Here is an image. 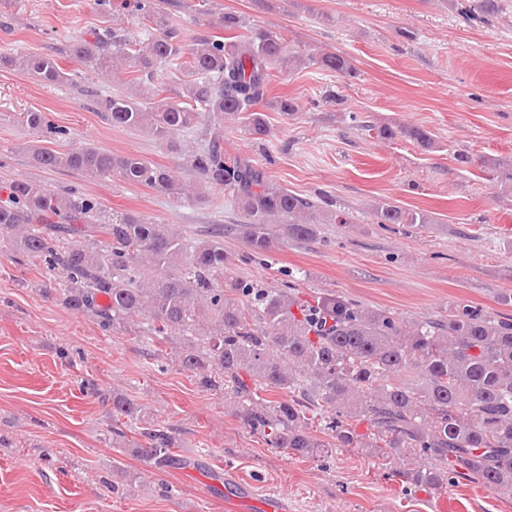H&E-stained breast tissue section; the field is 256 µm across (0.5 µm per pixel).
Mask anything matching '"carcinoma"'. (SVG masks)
<instances>
[{"instance_id":"carcinoma-1","label":"carcinoma","mask_w":512,"mask_h":512,"mask_svg":"<svg viewBox=\"0 0 512 512\" xmlns=\"http://www.w3.org/2000/svg\"><path fill=\"white\" fill-rule=\"evenodd\" d=\"M456 2L469 20L506 10L504 0ZM118 6L143 19L142 30L121 35L105 29L70 42L66 54L79 68L22 52L0 56V66L42 86L79 87L112 125L141 129L171 145L177 133L205 123V145L187 152L186 166L202 187L222 189L242 204L246 221L239 235L251 259L270 253L281 238L305 241L317 236L319 224L347 223L331 199L274 185L242 151L224 148L226 116L252 142L267 136L265 115L254 106L268 94L273 67L315 66L354 79L347 55L287 46L280 33L233 12L215 23L224 34L186 44L157 0ZM127 69L137 74L135 93L94 96V77ZM182 69L191 77L185 91L165 95L158 77ZM270 106L284 117L299 111L288 96L273 98ZM22 125L39 141L27 146L37 167L95 179L115 174L176 202L200 197L169 168L137 154L112 155L92 145L61 149L71 131L47 112L23 113ZM359 127L384 140L404 138L423 151L436 146L434 134L419 125L362 120ZM7 191L0 199V243L7 242L14 259L37 264L58 281V302L96 318L106 331L135 322L147 341L179 336L181 368L201 375L206 387L224 389L240 425L268 447L302 458L360 449L409 490H444L463 479L512 499V318L457 303L446 316L409 323L334 291L303 302L293 278L280 288L255 281L226 288L231 257L221 232L195 240L138 213L111 217L76 188L56 191L14 179ZM372 220L417 228L435 223L430 214L390 200L373 206ZM275 390L288 398L262 396ZM140 413L125 394L112 392L114 444L158 470L185 465L165 424L143 427L140 440L127 441L118 423Z\"/></svg>"}]
</instances>
